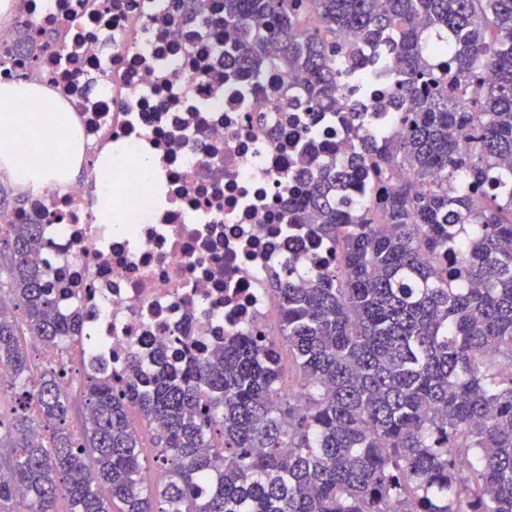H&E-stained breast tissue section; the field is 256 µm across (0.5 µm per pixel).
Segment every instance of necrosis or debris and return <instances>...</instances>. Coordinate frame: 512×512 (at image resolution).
Masks as SVG:
<instances>
[{"label": "necrosis or debris", "mask_w": 512, "mask_h": 512, "mask_svg": "<svg viewBox=\"0 0 512 512\" xmlns=\"http://www.w3.org/2000/svg\"><path fill=\"white\" fill-rule=\"evenodd\" d=\"M22 13L60 33L58 52L42 45L33 66L0 65L51 89L73 112L83 145V177L61 189L27 191L9 224L41 225L40 255L59 317L82 319L91 344L77 375L69 346L49 365L71 388L101 366L123 371L170 344L186 352L222 345L232 330L267 334L277 312L269 281L289 244L316 252L284 221L313 157L310 121L324 141H345L334 114L287 112L257 84L225 74L223 33L178 26L176 0H20ZM126 144L112 169L113 217L133 216L117 236L94 209L97 163L108 144ZM153 154L166 204L151 203L138 153ZM190 346H183V339Z\"/></svg>", "instance_id": "1"}]
</instances>
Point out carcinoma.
I'll return each mask as SVG.
<instances>
[{"label":"carcinoma","instance_id":"1","mask_svg":"<svg viewBox=\"0 0 512 512\" xmlns=\"http://www.w3.org/2000/svg\"><path fill=\"white\" fill-rule=\"evenodd\" d=\"M205 14L234 30L224 64L258 84L268 67L300 78L277 103L333 112L353 139L344 156L320 145L286 211L333 260L288 256L277 339L241 331L179 366L134 358L87 378L76 435L60 373L33 374L19 337L53 349L79 325L53 314L41 225L1 224L24 325L0 300V366L22 410L0 417V512H56L61 494L68 512H512V0H181L182 23ZM18 31L12 57L53 39L26 18ZM352 40L395 63L380 107L396 110V138L360 134L345 103L355 64L336 55ZM357 186L378 202L352 206ZM285 345L292 394L279 393ZM132 411L161 484L143 480Z\"/></svg>","mask_w":512,"mask_h":512}]
</instances>
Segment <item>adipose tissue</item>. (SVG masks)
<instances>
[{
	"label": "adipose tissue",
	"mask_w": 512,
	"mask_h": 512,
	"mask_svg": "<svg viewBox=\"0 0 512 512\" xmlns=\"http://www.w3.org/2000/svg\"><path fill=\"white\" fill-rule=\"evenodd\" d=\"M76 123L52 91L23 79L0 82V170L15 187L58 188L82 173Z\"/></svg>",
	"instance_id": "ef3b65f1"
}]
</instances>
